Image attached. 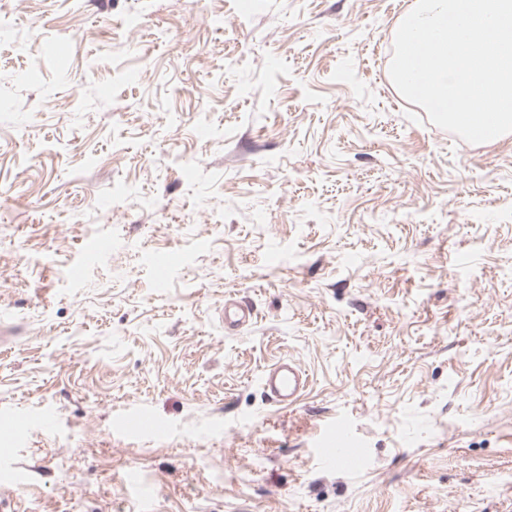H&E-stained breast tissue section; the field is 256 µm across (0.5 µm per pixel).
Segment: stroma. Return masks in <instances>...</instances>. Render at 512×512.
Returning a JSON list of instances; mask_svg holds the SVG:
<instances>
[{"mask_svg":"<svg viewBox=\"0 0 512 512\" xmlns=\"http://www.w3.org/2000/svg\"><path fill=\"white\" fill-rule=\"evenodd\" d=\"M408 3L0 0V512H512V136ZM262 384L272 403L290 406L307 388L308 381L301 367L286 358L265 371Z\"/></svg>","mask_w":512,"mask_h":512,"instance_id":"stroma-1","label":"stroma"}]
</instances>
